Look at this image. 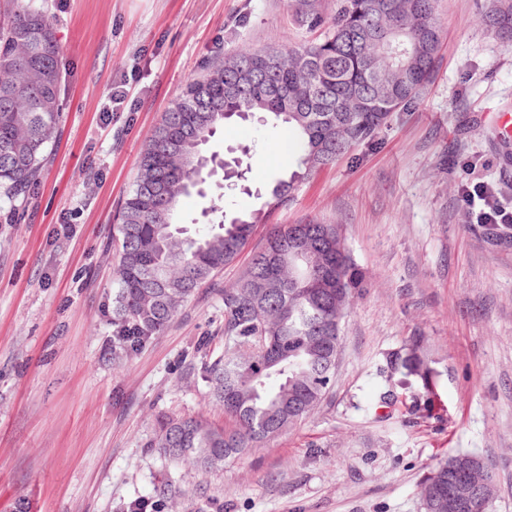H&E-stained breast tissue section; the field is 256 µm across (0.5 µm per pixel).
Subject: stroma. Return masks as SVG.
<instances>
[{
    "label": "stroma",
    "instance_id": "35a3bbf8",
    "mask_svg": "<svg viewBox=\"0 0 512 512\" xmlns=\"http://www.w3.org/2000/svg\"><path fill=\"white\" fill-rule=\"evenodd\" d=\"M61 45L62 122L26 204L0 205V512H424L449 455L494 466L492 512H512V239L490 240L463 198L482 181L512 202V159L491 122L512 113V48L478 18L492 0H436L442 44L416 105L370 145L304 181L250 248L199 288L137 354L112 345V237L147 136L203 64L242 48L321 39L294 0H37ZM125 94L110 105L111 91ZM249 147L251 194L191 195L190 231L247 214L296 170L293 134L231 123L209 142ZM340 225L365 287L342 322L336 382L301 423L198 472L149 448L161 416L225 425L203 378L224 353V289L270 224ZM420 337L436 391L409 422L419 378L379 369Z\"/></svg>",
    "mask_w": 512,
    "mask_h": 512
}]
</instances>
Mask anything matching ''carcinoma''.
<instances>
[{"label": "carcinoma", "mask_w": 512, "mask_h": 512, "mask_svg": "<svg viewBox=\"0 0 512 512\" xmlns=\"http://www.w3.org/2000/svg\"><path fill=\"white\" fill-rule=\"evenodd\" d=\"M0 28V201H23L37 183L60 125L62 82L55 24L34 0H6ZM435 0H336L324 17L299 0L302 22L325 28L317 42L277 51L242 49L188 80L152 129L117 216L112 335L125 355L162 333L196 290L246 248L254 227L288 204L308 175L369 143L393 113L409 110L431 81L440 49ZM480 23L512 46V0H494ZM259 114L296 134L299 170L277 181L264 208L190 235L178 205L204 196L220 168L206 149L232 119ZM337 224H275L237 282L224 289V357L205 364L214 402L229 427L202 417L167 416L150 447L201 471L268 442L311 414L335 380L341 320L363 288ZM387 380L429 373L415 352H395ZM458 452L421 484L424 512H448Z\"/></svg>", "instance_id": "obj_1"}]
</instances>
